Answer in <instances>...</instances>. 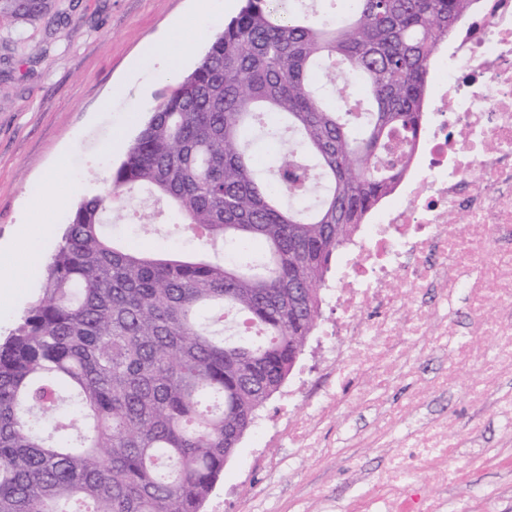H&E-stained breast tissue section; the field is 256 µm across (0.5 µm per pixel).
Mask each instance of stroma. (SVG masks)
<instances>
[{"label":"stroma","instance_id":"stroma-1","mask_svg":"<svg viewBox=\"0 0 512 512\" xmlns=\"http://www.w3.org/2000/svg\"><path fill=\"white\" fill-rule=\"evenodd\" d=\"M57 0L60 16L17 29L0 17V338L7 336L39 296L43 266H25L29 239L61 229L81 199L102 193L108 173L137 133L164 88V60L180 57V74L191 72L212 37L223 30L244 0ZM46 199L44 210L25 214L26 200ZM139 206L128 198L114 206L117 233L138 250H186L190 244L171 216L154 231L138 229L128 215ZM287 401L273 395L226 463L204 512H310V497L326 499L328 512H346L359 490L346 468L358 459L362 471L381 467L377 448H349V427L370 428L363 410L332 421L324 440L327 459L301 461L287 439L263 442L259 424L276 422ZM449 410L461 421L478 420L487 447L499 457L479 468L466 451L448 460L465 481L499 487L490 503H476L463 484L444 489L453 512H512V438L491 411L469 406L461 389L431 397L428 412ZM276 469H268L267 459Z\"/></svg>","mask_w":512,"mask_h":512}]
</instances>
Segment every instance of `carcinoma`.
<instances>
[{"label":"carcinoma","instance_id":"obj_1","mask_svg":"<svg viewBox=\"0 0 512 512\" xmlns=\"http://www.w3.org/2000/svg\"><path fill=\"white\" fill-rule=\"evenodd\" d=\"M350 2L338 22L335 0H245L72 211L0 342V512H202L312 335L333 255L395 180L389 146L422 124L434 54L470 5ZM338 77L364 89L356 109L334 104ZM141 189L202 254L111 239L112 203Z\"/></svg>","mask_w":512,"mask_h":512}]
</instances>
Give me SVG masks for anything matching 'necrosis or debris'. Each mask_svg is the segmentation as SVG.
<instances>
[{
  "label": "necrosis or debris",
  "instance_id": "4bbe7bcc",
  "mask_svg": "<svg viewBox=\"0 0 512 512\" xmlns=\"http://www.w3.org/2000/svg\"><path fill=\"white\" fill-rule=\"evenodd\" d=\"M432 66V120L402 142V175L331 286L340 315L321 331L331 383L288 392L312 406L284 421L307 459L326 455L328 423L377 409L373 433L352 444L384 449L386 462L349 512H448V460L478 428L418 420L428 397L463 385L512 429V393L497 384L512 377V0H474ZM433 355L445 362L423 376Z\"/></svg>",
  "mask_w": 512,
  "mask_h": 512
}]
</instances>
